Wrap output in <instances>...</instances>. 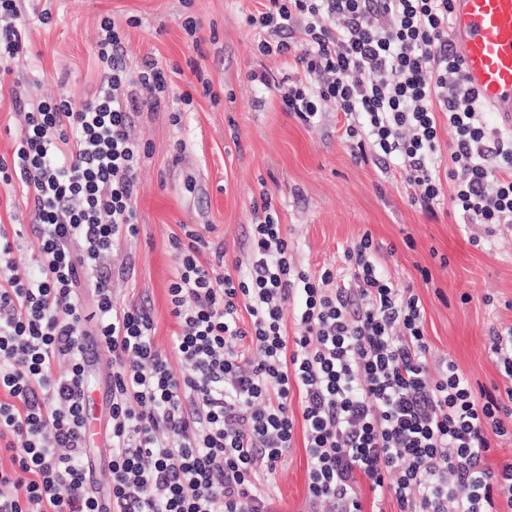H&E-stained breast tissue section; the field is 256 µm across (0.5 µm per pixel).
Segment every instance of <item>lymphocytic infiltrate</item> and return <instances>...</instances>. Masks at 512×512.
<instances>
[{"mask_svg":"<svg viewBox=\"0 0 512 512\" xmlns=\"http://www.w3.org/2000/svg\"><path fill=\"white\" fill-rule=\"evenodd\" d=\"M249 24L258 50L291 59L281 78L251 73L312 127L324 105L343 112L352 155L399 163L410 201L435 216L450 201L464 224H512V128H490L448 38L451 0H266ZM0 0V79L22 51L25 8ZM48 23L51 14L38 9ZM101 75L90 94L25 114L0 182L30 199L37 272L20 271L21 225L0 224V512H271L256 485L303 434L314 512H364L361 481L399 512L512 508V461L487 456L512 439V387L472 386L455 363L431 369L422 307L378 272L371 236L345 257L352 283L310 275L288 258L271 197L254 205L248 273L224 271V250L193 230L172 240L168 285L179 330L173 373L145 302H121L104 260L139 233V159L130 107L138 87L168 90L158 62L130 70L123 36L103 19ZM453 134L440 178L437 113ZM92 289L85 313L78 291ZM297 301L298 336L284 310ZM250 323L241 326V312ZM112 355V488L88 489L83 434L87 344ZM254 353L246 355L243 344ZM68 370L55 374L57 363ZM300 411H293V398Z\"/></svg>","mask_w":512,"mask_h":512,"instance_id":"obj_1","label":"lymphocytic infiltrate"}]
</instances>
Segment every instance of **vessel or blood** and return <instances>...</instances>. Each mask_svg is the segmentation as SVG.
Segmentation results:
<instances>
[{
	"label": "vessel or blood",
	"instance_id": "obj_1",
	"mask_svg": "<svg viewBox=\"0 0 512 512\" xmlns=\"http://www.w3.org/2000/svg\"><path fill=\"white\" fill-rule=\"evenodd\" d=\"M450 17L468 86L512 126V0H452Z\"/></svg>",
	"mask_w": 512,
	"mask_h": 512
}]
</instances>
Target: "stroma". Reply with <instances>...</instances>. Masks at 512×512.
I'll return each mask as SVG.
<instances>
[{
	"instance_id": "1",
	"label": "stroma",
	"mask_w": 512,
	"mask_h": 512,
	"mask_svg": "<svg viewBox=\"0 0 512 512\" xmlns=\"http://www.w3.org/2000/svg\"><path fill=\"white\" fill-rule=\"evenodd\" d=\"M52 19H29L22 59L0 81V157H11L22 116L12 96L29 103L79 98L98 79L95 42L102 19L124 35L131 69L155 61L170 88L159 105L132 115L135 134L148 144L140 160L136 207L139 235L124 244L132 265L114 278L118 301H149L154 341L173 371L177 330L168 300L176 262L171 239L191 225L222 244L228 270L244 258L254 200L273 198L293 262L319 273L330 267L348 283L344 253L371 234L378 270L395 286L413 288L425 309L430 363L454 361L472 383L512 380L499 371L492 330L512 326V224H463L450 204L436 217L413 206L398 165L355 163L344 136L345 118L324 112L308 128L284 112L251 72L282 76L283 58L257 50L263 37L246 25L260 0H41ZM197 23L195 35L183 28ZM214 91H190L196 75ZM191 92V103L180 96ZM431 281H424L421 269ZM265 489L277 512H309L308 460L295 445Z\"/></svg>"
}]
</instances>
